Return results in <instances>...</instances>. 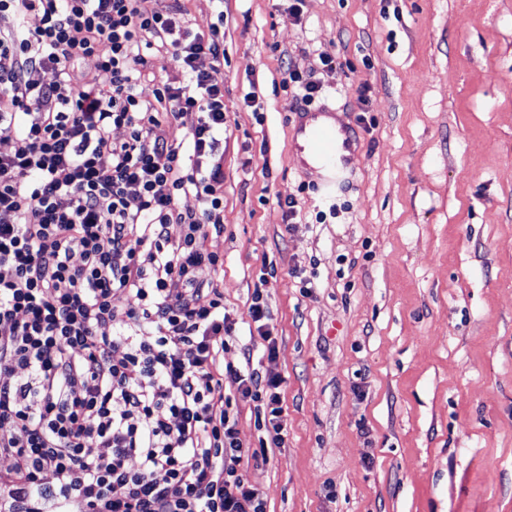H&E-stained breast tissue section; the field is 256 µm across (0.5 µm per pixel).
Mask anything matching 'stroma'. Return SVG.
<instances>
[{
	"mask_svg": "<svg viewBox=\"0 0 512 512\" xmlns=\"http://www.w3.org/2000/svg\"><path fill=\"white\" fill-rule=\"evenodd\" d=\"M183 5L224 25V224L199 242L224 362L283 380L267 512H512V0ZM292 68L360 135L329 199L292 154Z\"/></svg>",
	"mask_w": 512,
	"mask_h": 512,
	"instance_id": "stroma-1",
	"label": "stroma"
}]
</instances>
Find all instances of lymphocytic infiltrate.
<instances>
[{"mask_svg": "<svg viewBox=\"0 0 512 512\" xmlns=\"http://www.w3.org/2000/svg\"><path fill=\"white\" fill-rule=\"evenodd\" d=\"M182 16V0H0V512H266L248 470L284 443L282 381L220 367L219 258L199 247L224 222V33ZM154 47L177 72L146 104ZM93 56L105 84L76 69ZM190 192L198 209L178 207ZM228 386L256 404L257 448Z\"/></svg>", "mask_w": 512, "mask_h": 512, "instance_id": "f902f5d3", "label": "lymphocytic infiltrate"}]
</instances>
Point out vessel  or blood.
Here are the masks:
<instances>
[{"label": "vessel or blood", "instance_id": "vessel-or-blood-1", "mask_svg": "<svg viewBox=\"0 0 512 512\" xmlns=\"http://www.w3.org/2000/svg\"><path fill=\"white\" fill-rule=\"evenodd\" d=\"M332 117V112L324 109L298 114L292 140L296 161L323 170L321 190L329 196L355 173L354 143L357 138L352 128L334 123Z\"/></svg>", "mask_w": 512, "mask_h": 512}]
</instances>
